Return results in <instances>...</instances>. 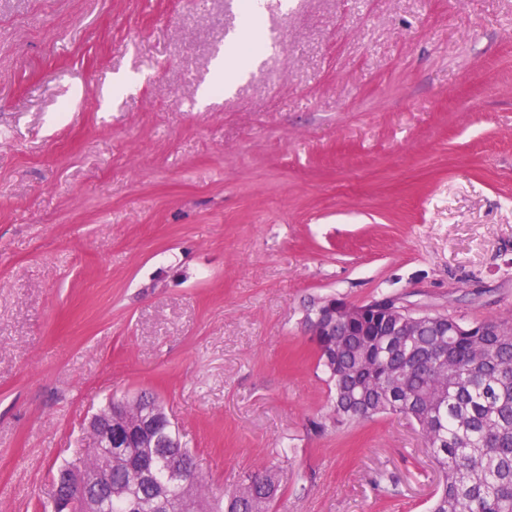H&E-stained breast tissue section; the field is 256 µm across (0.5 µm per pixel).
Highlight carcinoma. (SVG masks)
Instances as JSON below:
<instances>
[{
  "label": "carcinoma",
  "mask_w": 512,
  "mask_h": 512,
  "mask_svg": "<svg viewBox=\"0 0 512 512\" xmlns=\"http://www.w3.org/2000/svg\"><path fill=\"white\" fill-rule=\"evenodd\" d=\"M330 387L329 418L368 421L381 414L414 420L445 484L430 512H512V327L502 336H473L448 317V335L418 333L373 312L328 336L312 337ZM168 448H127L115 457L110 512H124L131 493L151 499L167 489L169 512H272L283 470L263 467L234 492L207 485L190 465L194 455L170 429ZM152 463L151 478L131 484L127 466ZM185 471L172 487L167 469Z\"/></svg>",
  "instance_id": "cac0c4a2"
}]
</instances>
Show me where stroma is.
<instances>
[{
    "label": "stroma",
    "mask_w": 512,
    "mask_h": 512,
    "mask_svg": "<svg viewBox=\"0 0 512 512\" xmlns=\"http://www.w3.org/2000/svg\"><path fill=\"white\" fill-rule=\"evenodd\" d=\"M240 16L0 0V512L143 391L208 483L286 466L273 512H428L444 482L404 416L311 430L304 316L512 323V0H267L256 69L199 107Z\"/></svg>",
    "instance_id": "stroma-1"
}]
</instances>
